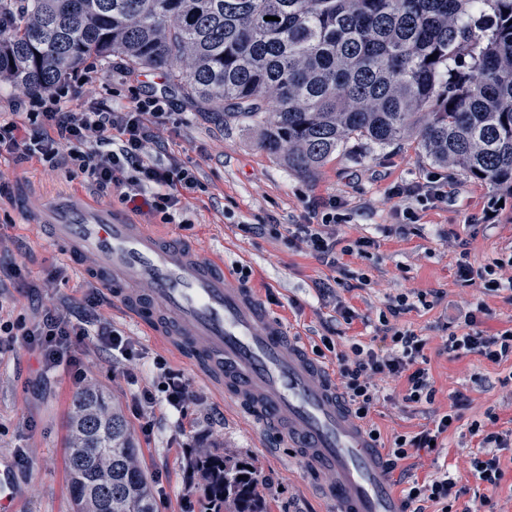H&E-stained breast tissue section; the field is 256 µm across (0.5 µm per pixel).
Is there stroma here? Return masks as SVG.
I'll return each instance as SVG.
<instances>
[{
    "label": "stroma",
    "instance_id": "1",
    "mask_svg": "<svg viewBox=\"0 0 512 512\" xmlns=\"http://www.w3.org/2000/svg\"><path fill=\"white\" fill-rule=\"evenodd\" d=\"M85 67L91 72L89 79H69L59 87L63 102L74 111L102 102L120 110L135 96L165 85L160 71L132 72L116 57L91 58ZM169 109L171 119L161 132L166 147L163 160L195 167L203 189L186 200L183 224L165 225L150 215L142 216V223L190 244L202 259L220 254L229 268L246 267L250 286L259 294H273L269 309L310 349L332 328L343 336L373 335L379 313L392 296L432 294V307L414 305L399 315L398 322L426 341L437 389L434 409L446 411L449 394L461 393L470 400L463 411L465 424L485 421L487 411L493 409L499 415L498 428H506L512 420V382L504 386L500 380L512 372V366H494L474 356L452 358L442 345L449 333V316L479 298L491 312L484 329L512 327V292L487 296L477 282L456 275L460 258L480 268L512 251V192L432 164L412 139L386 147L349 141L313 175L302 176L268 156L255 132L190 109L176 95ZM433 176L446 185L447 199L433 202L391 194L395 185H422ZM23 186L48 195L77 191L81 184L35 161L21 167L0 161V189L7 193L0 199V263L25 259L32 278L47 285L35 300L12 288L0 290V306L12 317L33 321L48 303L72 306L79 302L87 280L71 267L63 279L50 281L60 263L55 247L23 222L8 200ZM332 200L346 216L336 232V267L305 249L290 247L286 239L243 230L247 224L317 221ZM407 209L415 213L416 221L408 235L401 236L396 228ZM489 211L495 216L490 224L484 219ZM360 237L371 240L368 252H347V245ZM330 278L338 281L334 296L320 297L316 282ZM339 304L354 311L352 322L338 319L335 307ZM89 316L109 321L135 342L143 355V383L152 382L153 360L161 357L196 396L182 415L165 405L156 407L153 435H141L131 410L133 387L117 375L109 356L92 340H85L79 349L88 383L107 391L137 434L141 464L158 512H203V489L192 468L202 450L246 458L266 477V512H332L322 493L331 481L328 473L292 453L287 439L270 442L232 397L201 378L173 347L139 327L118 302L106 298ZM38 367L35 353L28 350L0 354V466L12 474L17 512H74L66 460L75 388L67 374L58 373L51 375L43 390H33ZM475 375L482 377V384L472 383ZM369 420L384 448L395 436L417 433L430 424L426 414L397 402L379 404ZM442 442L435 452L419 451L401 461L398 473L423 480L442 464H452L459 485L467 489L460 505L489 493L497 500L499 512H512V462H504L500 486L489 491L469 471L470 438L465 429L449 430ZM272 443L277 446L273 452L268 449ZM21 452L28 458L27 465L17 460Z\"/></svg>",
    "mask_w": 512,
    "mask_h": 512
}]
</instances>
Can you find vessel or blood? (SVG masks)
Wrapping results in <instances>:
<instances>
[{"instance_id":"1","label":"vessel or blood","mask_w":512,"mask_h":512,"mask_svg":"<svg viewBox=\"0 0 512 512\" xmlns=\"http://www.w3.org/2000/svg\"><path fill=\"white\" fill-rule=\"evenodd\" d=\"M13 202L133 320L157 307L160 332L202 347L211 375L261 427L287 430L333 475L324 492L338 512H403L388 458L340 398L333 369L289 336L223 258L202 260L192 247L81 196L34 200L21 192Z\"/></svg>"}]
</instances>
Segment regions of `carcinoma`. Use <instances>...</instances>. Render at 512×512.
Instances as JSON below:
<instances>
[{"label": "carcinoma", "mask_w": 512, "mask_h": 512, "mask_svg": "<svg viewBox=\"0 0 512 512\" xmlns=\"http://www.w3.org/2000/svg\"><path fill=\"white\" fill-rule=\"evenodd\" d=\"M114 55L257 130L299 175L351 138L411 136L432 163L512 191V0H0L1 83L45 93ZM138 457L108 394L77 391V512H157ZM193 466L205 512H265L245 459Z\"/></svg>", "instance_id": "cac0c4a2"}]
</instances>
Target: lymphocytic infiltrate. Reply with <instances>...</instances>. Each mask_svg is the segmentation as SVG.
<instances>
[{"label":"lymphocytic infiltrate","mask_w":512,"mask_h":512,"mask_svg":"<svg viewBox=\"0 0 512 512\" xmlns=\"http://www.w3.org/2000/svg\"><path fill=\"white\" fill-rule=\"evenodd\" d=\"M165 97L136 99L123 110L102 105L92 111L65 109L59 97L34 96L24 106L22 119L0 117V155L13 156L16 163L39 161L49 169H62L80 178L98 197L117 193L122 204L132 212H148L174 223L183 208L185 195L201 190L195 171L184 164L158 163L150 149L159 146L158 132L169 122ZM343 220L335 203H328L319 222L294 224L287 231L278 225H259V233L272 236L287 234L289 242L305 245L316 258L332 266L336 263V228ZM409 297L395 296L386 313L380 314L382 336L379 343L353 340L348 350L338 348L333 336L322 337L324 348L336 356V377L341 394L352 412L368 419L379 402V376L405 384L402 400L407 404H433L436 389L424 352L425 340L414 331L394 325L393 320L409 310ZM485 302L456 316L459 331L448 334L445 349L449 356H477L494 365L512 361V327L489 334L480 328L479 318L487 314ZM94 336L97 347L121 363L120 373L137 388L133 411L144 435H151L155 423L153 410L167 403L184 410L191 399L188 385L176 375L164 359L154 362L155 378L151 384L139 382L140 352L133 341L104 322L89 330L85 321L75 320L54 309H46L40 322L30 325L20 319L0 316V351L22 347L38 355L40 377L62 371L74 386L84 385L87 371L78 355L86 336ZM460 399H453L447 412L436 414L432 428L416 435H399L387 450L390 464L405 459L410 451L429 447L432 441L461 422ZM467 432L478 451L470 458V471L488 493L480 497L475 512H494L490 495L503 477L501 459L512 454V429L488 430L484 423L472 421ZM406 504L432 503L439 512H454L461 496L450 471L419 482L408 481L402 490Z\"/></svg>","instance_id":"1"}]
</instances>
